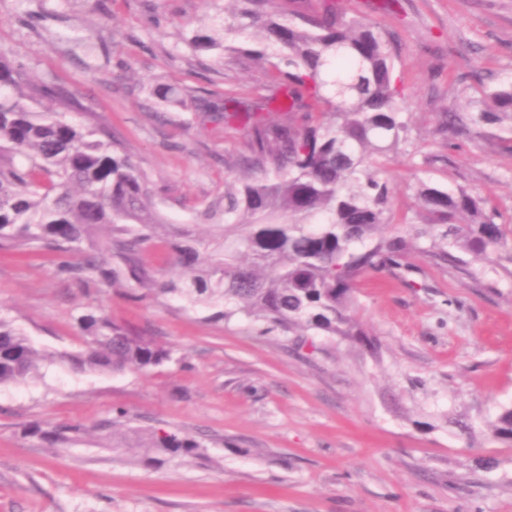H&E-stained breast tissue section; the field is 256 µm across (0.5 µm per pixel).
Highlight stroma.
<instances>
[{"mask_svg": "<svg viewBox=\"0 0 512 512\" xmlns=\"http://www.w3.org/2000/svg\"><path fill=\"white\" fill-rule=\"evenodd\" d=\"M339 3L399 38L412 130L383 165L401 234L422 226V180L466 189L512 225V131H438L478 85L512 77V0ZM224 7L0 0V60L67 96L70 120L110 134L147 176L163 223L200 232L249 143L248 125L204 103L281 92L247 41L220 55L191 47ZM441 233L401 268L359 279L357 317L381 343L375 356L337 336L264 334L131 281L77 286L59 278L60 256L0 250V318L53 355L0 386V512H512V445L487 429L512 406V272L466 251L449 266L428 252ZM80 308L104 309L170 360L147 374L57 361L84 348ZM35 425L86 434L52 448L27 436ZM132 429L181 432L206 460L147 465L140 449L112 445Z\"/></svg>", "mask_w": 512, "mask_h": 512, "instance_id": "obj_1", "label": "stroma"}]
</instances>
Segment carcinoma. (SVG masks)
<instances>
[{
	"label": "carcinoma",
	"mask_w": 512,
	"mask_h": 512,
	"mask_svg": "<svg viewBox=\"0 0 512 512\" xmlns=\"http://www.w3.org/2000/svg\"><path fill=\"white\" fill-rule=\"evenodd\" d=\"M234 8L213 27L224 36L261 32L259 49L247 55L275 56L276 74L288 81L286 125L260 116L264 102L245 97L207 109L226 119L250 122L248 170L276 174V181L246 176L224 192V208L204 219H224L201 237L177 233L174 244L183 270L180 282H157L142 261L146 244L166 228L156 212L145 176L119 146L58 112H37L15 70L0 61V250H47L83 258L58 267L66 280L111 288L119 272L190 306L224 305L218 316L243 314L285 333L296 328L341 336L375 355L378 341L355 317L354 289L365 273L392 270L413 250L395 233L375 235L393 223V188L381 176L380 159L406 141V86L396 71L398 40L391 32L346 18L329 3L323 10L295 12L282 24L272 19L276 0H228ZM197 51L221 48L204 31L192 38ZM471 101L467 112H445L442 129L470 135L487 125L512 123V81L499 83ZM422 223L442 226L446 248L438 256L454 264L462 249L512 262V242L494 211L464 189L443 190L419 182ZM110 236L99 245L96 228ZM122 263L118 270L83 244ZM77 327L84 349L64 359L77 369L147 373L170 351L97 311L81 312ZM46 355L24 332L0 319V385L19 383ZM492 436L512 443V406L490 424ZM149 447L167 459L197 455L200 445L177 431L154 430Z\"/></svg>",
	"instance_id": "carcinoma-1"
}]
</instances>
